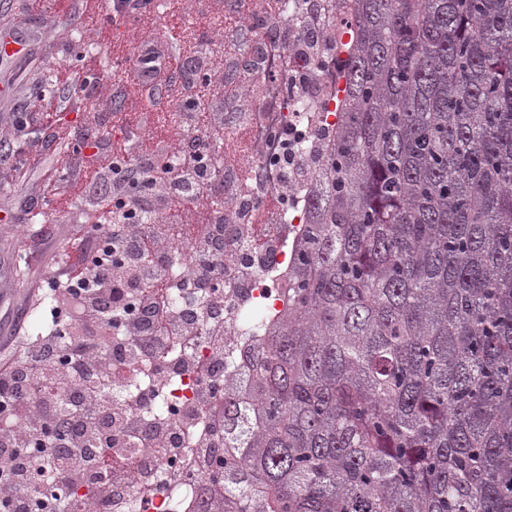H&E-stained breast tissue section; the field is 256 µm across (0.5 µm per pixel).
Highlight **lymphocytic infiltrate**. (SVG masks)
Segmentation results:
<instances>
[{"label":"lymphocytic infiltrate","instance_id":"obj_1","mask_svg":"<svg viewBox=\"0 0 512 512\" xmlns=\"http://www.w3.org/2000/svg\"><path fill=\"white\" fill-rule=\"evenodd\" d=\"M113 18L151 21L147 0H68L63 16L78 13L87 31L107 38L110 29L102 11ZM133 84L154 83L160 70L171 78L197 76L206 90L223 91L224 80L213 74L202 55L158 56L144 50L127 59ZM49 70L53 86L24 98L20 115L0 134V152L14 156L9 170L16 183L27 181L30 169L19 161L20 132L49 119L61 109L60 95L73 83L71 69L54 61ZM208 116L186 109L176 131L179 164L163 163L151 135L137 144L117 139L96 167L79 168L72 148L71 126L55 123L48 139L54 154L41 170L42 196L56 214H71L75 232L54 264L46 284L51 312L63 317V329L27 336L25 321H16L14 335L22 339L19 355L0 363V512H30L39 501L54 497L58 486L84 484L91 493L83 512H100L112 501V436L127 434L129 443L158 441L155 430L114 416L107 393L125 363L113 360L104 340L124 294L136 300L135 316L127 331L137 339V351L153 355L167 336L191 335L192 320L169 318L164 288L165 266L173 246L171 233L162 231L168 215L186 207L210 208L212 197L223 194L218 160L208 134ZM137 159H130V151ZM152 215L154 227L141 223ZM150 335H143V328Z\"/></svg>","mask_w":512,"mask_h":512}]
</instances>
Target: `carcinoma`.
<instances>
[{"label": "carcinoma", "mask_w": 512, "mask_h": 512, "mask_svg": "<svg viewBox=\"0 0 512 512\" xmlns=\"http://www.w3.org/2000/svg\"><path fill=\"white\" fill-rule=\"evenodd\" d=\"M343 98L198 512H512V0H353Z\"/></svg>", "instance_id": "1"}]
</instances>
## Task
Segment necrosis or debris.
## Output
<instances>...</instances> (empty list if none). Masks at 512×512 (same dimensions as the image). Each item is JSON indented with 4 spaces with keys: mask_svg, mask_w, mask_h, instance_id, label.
I'll return each mask as SVG.
<instances>
[{
    "mask_svg": "<svg viewBox=\"0 0 512 512\" xmlns=\"http://www.w3.org/2000/svg\"><path fill=\"white\" fill-rule=\"evenodd\" d=\"M347 0H224V211L209 225L220 242L215 264L223 287H189L190 246L170 254L168 311L195 316L199 330L171 336L159 353L135 351L122 323L106 345L128 367L110 392L112 411L176 444L125 449L135 469L115 481L112 512H197L200 482L194 453L205 437L224 445V383L243 378L270 323L288 303L286 274L307 227L309 201L320 179L311 160L336 127L334 112L349 40L341 25ZM305 165L303 177H283L285 162ZM223 309L222 338L207 329Z\"/></svg>",
    "mask_w": 512,
    "mask_h": 512,
    "instance_id": "obj_1",
    "label": "necrosis or debris"
}]
</instances>
